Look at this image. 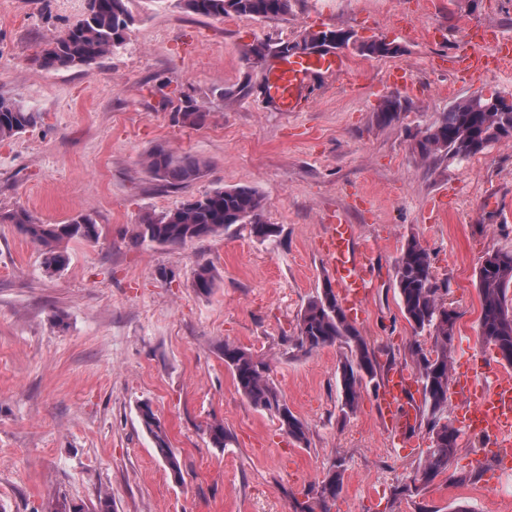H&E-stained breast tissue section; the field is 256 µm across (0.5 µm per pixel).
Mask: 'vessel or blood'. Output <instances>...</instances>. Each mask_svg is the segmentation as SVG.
I'll return each mask as SVG.
<instances>
[{"mask_svg":"<svg viewBox=\"0 0 512 512\" xmlns=\"http://www.w3.org/2000/svg\"><path fill=\"white\" fill-rule=\"evenodd\" d=\"M457 76L465 78L483 71L487 63L480 47L459 50L449 62ZM342 57L321 52L283 57L269 74L268 95L283 112L298 108L307 80L316 74L339 75L344 70ZM321 251L335 275L341 299L353 318H361L372 288L359 249L355 225L342 222L329 225L321 241ZM456 400L463 410L457 424L465 433L482 438L485 456L501 463L512 462V375L473 371L456 377L452 383ZM414 380L407 372L389 371L382 382L378 399L381 419L387 431L399 437L411 434L418 411L410 394Z\"/></svg>","mask_w":512,"mask_h":512,"instance_id":"obj_1","label":"vessel or blood"}]
</instances>
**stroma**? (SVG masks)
Instances as JSON below:
<instances>
[{
    "instance_id": "35a3bbf8",
    "label": "stroma",
    "mask_w": 512,
    "mask_h": 512,
    "mask_svg": "<svg viewBox=\"0 0 512 512\" xmlns=\"http://www.w3.org/2000/svg\"><path fill=\"white\" fill-rule=\"evenodd\" d=\"M87 0H0V94L39 118L0 142V211L27 209L44 224L88 214L97 241L66 243L67 266L48 272L44 247L0 223V512H44L50 498L113 512H293L310 484L340 469L331 512H512V474L461 435L448 475L396 495L432 439L418 419L410 440L380 424L377 383L357 411L340 412L339 346L295 345L298 318L332 275L319 250L327 224L356 225L373 284L357 327L382 369L415 370V334L395 288V260L410 237L447 284L459 314L452 370L471 361L501 370L478 339L477 270L486 252L512 250V142L467 160L423 161L414 136L473 95L512 97V61L466 79L447 60L491 25L512 38V0H293L276 19H209L176 0H132L126 43L88 68L44 71L32 59ZM346 29L358 40L400 46L394 58L348 47L344 72L311 78L307 106L279 111L265 92L278 64L245 59L306 33ZM407 69L414 89L393 86ZM405 99L397 119L382 100ZM206 114L182 123L187 102ZM196 154L204 175L169 187L145 164L155 146ZM235 185L266 199L275 237L235 234L162 246L136 238L142 215L162 216L191 196ZM211 266L210 294L194 286ZM230 342L264 359L280 397L308 428L307 444L237 390L219 348ZM150 402L182 465L175 482L141 427ZM223 421L224 448L205 427ZM464 483L449 482V475Z\"/></svg>"
}]
</instances>
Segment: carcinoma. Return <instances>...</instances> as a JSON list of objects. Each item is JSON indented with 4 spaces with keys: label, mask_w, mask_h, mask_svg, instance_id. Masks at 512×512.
I'll return each mask as SVG.
<instances>
[{
    "label": "carcinoma",
    "mask_w": 512,
    "mask_h": 512,
    "mask_svg": "<svg viewBox=\"0 0 512 512\" xmlns=\"http://www.w3.org/2000/svg\"><path fill=\"white\" fill-rule=\"evenodd\" d=\"M131 0H93V7L73 24L56 32L36 54L35 61L44 70L68 69L89 65L120 47L132 23ZM185 11L222 20L228 16L278 18L290 12L292 0H178ZM357 49L369 57H392L383 42H364ZM403 109L398 97H387L379 106L378 117L389 124ZM36 122V114L17 100L0 95V141L10 139ZM512 141V112H502L487 98H470L451 106L440 119L415 136L413 150L422 160L439 156L469 159L490 145ZM148 169L171 185L196 180L207 167L200 157L184 152L175 154L158 146L147 157ZM266 201L258 190L246 187L220 188L191 196L166 214L146 215L138 224L137 239L177 246L189 241L217 237L245 224L250 234L265 241L276 235L274 225L265 221ZM1 224L18 225L32 240L49 248L45 266L58 272L68 257L55 245L65 239L93 241L99 237L98 224L88 214H80L66 224H41L24 208L0 212ZM395 281L405 319L418 333L427 331L433 338L432 355L417 347L411 355L417 364L423 396V411L432 435V447L424 462L397 488L409 493L433 482L440 475L457 482L465 477L448 474L451 459L459 450V431L442 421L448 409L450 390V346L455 335L457 314L441 302L440 288L432 273L429 253L416 237L407 240L395 261ZM481 296L479 340L496 351L499 363L512 366V250H492L479 267ZM215 285L211 267L203 265L195 274V287L208 294ZM336 344L348 349L338 365L341 412L348 417L359 407L363 381L374 379L378 363L359 329L341 307L331 284L312 297L298 321V347L308 353ZM224 364L231 370L237 390L257 408L274 413L280 427L295 442H307L308 427L280 399L270 379V365L247 350L226 342L222 347ZM140 423L155 443V454L167 465L175 481L183 479L179 457L151 406H138ZM212 445L223 448L230 441L224 422L214 420L206 427ZM342 490L340 471L336 470L306 493L307 500L296 503L295 512H330L328 503Z\"/></svg>",
    "instance_id": "carcinoma-1"
}]
</instances>
